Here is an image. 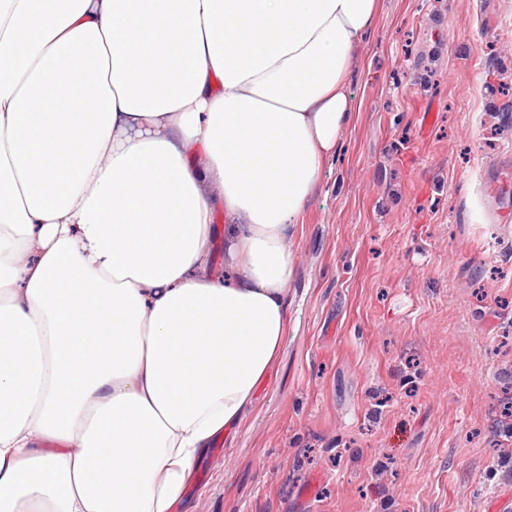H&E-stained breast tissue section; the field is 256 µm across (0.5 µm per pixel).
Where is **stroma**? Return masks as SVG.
<instances>
[{
    "label": "stroma",
    "instance_id": "35a3bbf8",
    "mask_svg": "<svg viewBox=\"0 0 512 512\" xmlns=\"http://www.w3.org/2000/svg\"><path fill=\"white\" fill-rule=\"evenodd\" d=\"M288 334L174 512H512V0H379Z\"/></svg>",
    "mask_w": 512,
    "mask_h": 512
}]
</instances>
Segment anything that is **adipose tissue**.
Instances as JSON below:
<instances>
[{"label":"adipose tissue","instance_id":"adipose-tissue-1","mask_svg":"<svg viewBox=\"0 0 512 512\" xmlns=\"http://www.w3.org/2000/svg\"><path fill=\"white\" fill-rule=\"evenodd\" d=\"M377 7L0 0V512H171L254 407Z\"/></svg>","mask_w":512,"mask_h":512}]
</instances>
